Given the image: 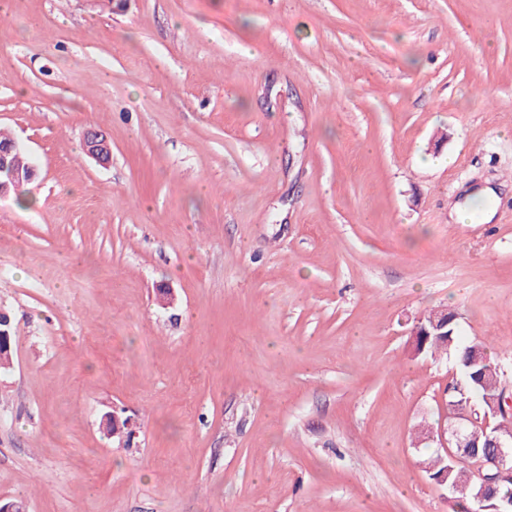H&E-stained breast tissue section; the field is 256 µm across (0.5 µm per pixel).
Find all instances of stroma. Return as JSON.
<instances>
[{"label":"stroma","instance_id":"obj_1","mask_svg":"<svg viewBox=\"0 0 512 512\" xmlns=\"http://www.w3.org/2000/svg\"><path fill=\"white\" fill-rule=\"evenodd\" d=\"M0 128V500L456 512L411 331L454 310L512 397V0H0ZM13 141H15L13 137H11L10 135L3 134L2 131L0 132V148L4 149H0V161L1 158L5 159L6 156L10 153V149L6 147ZM28 166L29 164L26 161L23 151H13L11 154L7 156L6 162L1 163L0 185L4 187L8 186V192H14V187L15 189H18L23 184L31 182L36 174L35 169L29 167L27 170L22 171V169L27 168ZM8 174L10 176V179L8 177ZM82 147L88 157L99 163L108 162L112 156L110 141L100 130H89L84 136ZM109 416H112V418L108 420L104 427L105 432L110 437L119 435V445H127L136 434L133 423L128 418L121 419L115 411H112V415ZM108 417H106V420Z\"/></svg>","mask_w":512,"mask_h":512}]
</instances>
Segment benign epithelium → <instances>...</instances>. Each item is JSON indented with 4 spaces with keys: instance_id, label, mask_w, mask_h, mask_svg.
I'll use <instances>...</instances> for the list:
<instances>
[{
    "instance_id": "obj_1",
    "label": "benign epithelium",
    "mask_w": 512,
    "mask_h": 512,
    "mask_svg": "<svg viewBox=\"0 0 512 512\" xmlns=\"http://www.w3.org/2000/svg\"><path fill=\"white\" fill-rule=\"evenodd\" d=\"M84 153L105 163L112 156V147L107 135L100 130H90L83 139ZM491 411L480 412L471 400H457L450 404L448 428L440 434V447L456 449V457L467 462L468 476L481 485L482 490L493 487V481L506 474L512 475V467L506 468L507 457H512V437L507 439L497 434V425L490 423V416L512 413V404H505L503 396L486 398ZM480 426L485 434L491 451L478 455L472 451L466 431L469 426ZM136 431L130 419H122L117 412H112V435L119 436V444L126 445L135 436Z\"/></svg>"
}]
</instances>
